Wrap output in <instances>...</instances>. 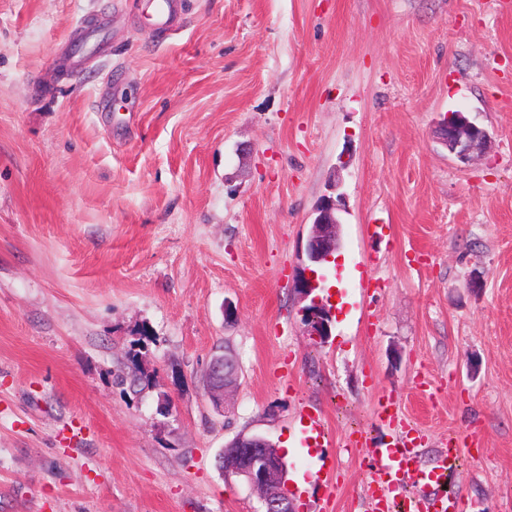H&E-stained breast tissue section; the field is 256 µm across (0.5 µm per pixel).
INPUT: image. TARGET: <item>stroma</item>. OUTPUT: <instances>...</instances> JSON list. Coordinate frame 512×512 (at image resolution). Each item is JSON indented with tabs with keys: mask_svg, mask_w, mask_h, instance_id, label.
I'll use <instances>...</instances> for the list:
<instances>
[{
	"mask_svg": "<svg viewBox=\"0 0 512 512\" xmlns=\"http://www.w3.org/2000/svg\"><path fill=\"white\" fill-rule=\"evenodd\" d=\"M148 4L0 0V512H259L217 466L242 432L287 446L297 512H365L344 443L390 436L386 397L426 463L460 442L465 512H512V0H177L169 29ZM456 110L491 137L465 164L433 136ZM335 192L317 344L291 282ZM144 329L136 396L114 373ZM224 358H213L207 368V374L210 376L212 384L206 390L209 400L219 402L220 407L226 410V397L233 391L241 380V371L234 357L228 355V351L224 350ZM300 419L303 426L300 446L309 457L318 458L321 463L318 476L323 477L327 486L334 487L335 452L328 449L330 441L326 437V422L320 415L311 413L301 415Z\"/></svg>",
	"mask_w": 512,
	"mask_h": 512,
	"instance_id": "stroma-1",
	"label": "stroma"
}]
</instances>
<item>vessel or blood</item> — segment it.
<instances>
[{
    "mask_svg": "<svg viewBox=\"0 0 512 512\" xmlns=\"http://www.w3.org/2000/svg\"><path fill=\"white\" fill-rule=\"evenodd\" d=\"M376 417L394 430L392 442L371 446L364 432L348 435L345 445L349 448H364L374 469V476L368 483L365 497L368 512H394L401 494L403 480H410L419 487L420 495L409 498L405 512H464L460 499L441 491L440 482L446 476L448 459L453 448L441 451L436 464L423 465L419 455V431L401 415L392 399H384L378 405ZM302 438L300 446L309 457L318 459V474L324 483H332L335 476L334 453L326 436L325 420L318 415H302Z\"/></svg>",
    "mask_w": 512,
    "mask_h": 512,
    "instance_id": "b4317fda",
    "label": "vessel or blood"
}]
</instances>
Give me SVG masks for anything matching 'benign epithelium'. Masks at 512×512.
Masks as SVG:
<instances>
[{
	"mask_svg": "<svg viewBox=\"0 0 512 512\" xmlns=\"http://www.w3.org/2000/svg\"><path fill=\"white\" fill-rule=\"evenodd\" d=\"M439 142L448 153L462 162H469L481 154L491 143L488 131L470 120L463 112L446 114L436 131ZM344 207L343 198L328 196L314 210L306 254L308 261L319 265L330 261L338 250L340 222L337 212ZM324 277L305 267L292 280L291 288L301 299L310 304L301 309L302 324L306 335L324 341L331 333L332 312L322 300L313 295L321 288ZM212 384L206 390L211 402L226 404V397L241 380V371L235 358H213L207 368ZM224 474L243 478L257 492L261 512H294V502L287 493V464L278 448L266 437L258 434L237 435L224 448Z\"/></svg>",
	"mask_w": 512,
	"mask_h": 512,
	"instance_id": "benign-epithelium-1",
	"label": "benign epithelium"
}]
</instances>
